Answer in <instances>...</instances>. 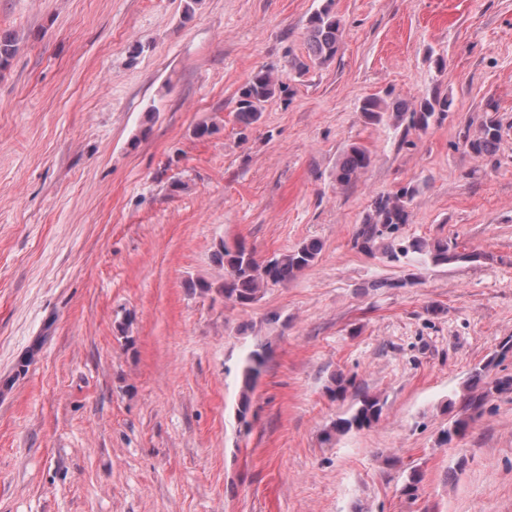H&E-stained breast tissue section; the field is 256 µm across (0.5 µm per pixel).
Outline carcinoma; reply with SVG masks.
<instances>
[{
    "label": "carcinoma",
    "mask_w": 512,
    "mask_h": 512,
    "mask_svg": "<svg viewBox=\"0 0 512 512\" xmlns=\"http://www.w3.org/2000/svg\"><path fill=\"white\" fill-rule=\"evenodd\" d=\"M334 0L325 3L308 19L307 56L317 65H324L336 56L343 33L342 21L333 10ZM16 35H0V70L6 69L18 52ZM287 91L283 74L272 68H262L251 75L237 90L236 119L243 129L258 123L265 103ZM451 102L434 96L423 99L410 109L404 104L389 105L379 96H371L362 102L360 110L364 118L380 123L392 117L408 116L409 126L427 130L435 120L443 119ZM501 140V124L494 118L481 121L474 135H464V144L478 156L495 154ZM372 163L370 152L358 145H351L336 163L334 179L340 186L355 181ZM417 193L411 184L393 194L377 196L370 205L363 224L357 229L353 246L365 253L379 252L391 263L410 260L434 265L470 259L468 254L449 252L448 240L427 241L415 238L405 240L398 235L400 228L409 223L410 206ZM321 252L317 240H305L286 253L274 254L266 259L256 256L253 248L243 241L232 245L219 242L213 253L214 262L224 269V277L216 282L201 280L195 287L203 295H216L233 306L247 307L258 298L261 290L269 285L286 284L297 273L310 266ZM269 360L268 346L261 344L249 349L239 364L241 396L238 417L244 422L250 410V393ZM512 387V378L488 380L487 368L475 370L468 378L466 395L461 414L444 431L441 443L448 444L452 436L465 434L472 415L482 413L487 397L492 391H504ZM382 413L379 399L366 393L358 394L356 402L344 417L338 418L326 433V439L335 434L362 430L377 422Z\"/></svg>",
    "instance_id": "cac0c4a2"
}]
</instances>
